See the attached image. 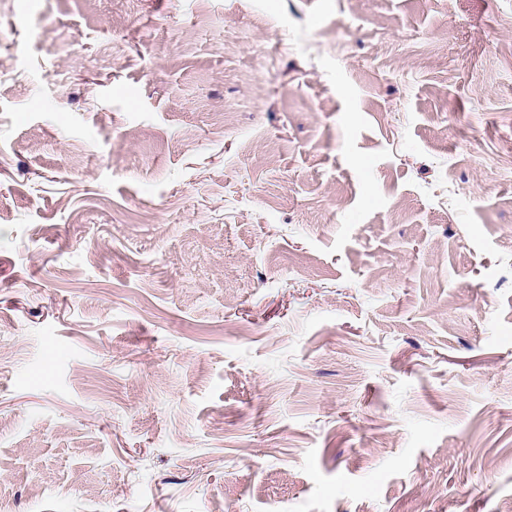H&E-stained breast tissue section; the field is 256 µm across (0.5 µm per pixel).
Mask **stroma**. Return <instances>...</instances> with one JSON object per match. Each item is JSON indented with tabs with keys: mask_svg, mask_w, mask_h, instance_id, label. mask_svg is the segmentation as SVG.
Wrapping results in <instances>:
<instances>
[{
	"mask_svg": "<svg viewBox=\"0 0 512 512\" xmlns=\"http://www.w3.org/2000/svg\"><path fill=\"white\" fill-rule=\"evenodd\" d=\"M0 512H512V0H0Z\"/></svg>",
	"mask_w": 512,
	"mask_h": 512,
	"instance_id": "1",
	"label": "stroma"
}]
</instances>
